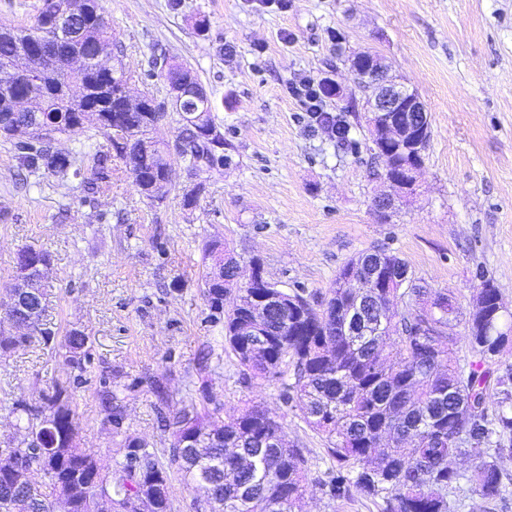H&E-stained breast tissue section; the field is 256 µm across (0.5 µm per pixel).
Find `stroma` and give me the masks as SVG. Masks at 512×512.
Masks as SVG:
<instances>
[{
    "mask_svg": "<svg viewBox=\"0 0 512 512\" xmlns=\"http://www.w3.org/2000/svg\"><path fill=\"white\" fill-rule=\"evenodd\" d=\"M131 74L132 97H163L153 58L193 68L210 95L231 167L189 173L173 159L160 204L137 191L113 158L100 193L51 173L23 179L11 141L0 137V295L12 286L15 253L32 244L52 256L45 317L83 330L93 345L86 383L73 390L81 447L116 472L127 450L104 425L99 376L113 371L128 434L169 445L151 390L165 378L179 407L186 390L221 403L224 417L262 403L302 448V512H382L381 501H334L321 488L336 463L281 397L282 385L244 383L224 350L201 292L208 241L229 244L241 264L260 258L279 288L326 292L359 253L384 250L415 280L454 293L468 310L482 278L512 307V0H104ZM365 49L415 88L431 138L410 197L383 218L374 198L388 187L369 149L361 93L346 60ZM309 78L337 80L341 97L323 110L349 126L347 143L326 133L289 92ZM202 185L185 209V189ZM209 352L210 369L196 361ZM65 369L42 343L0 360V401L37 394Z\"/></svg>",
    "mask_w": 512,
    "mask_h": 512,
    "instance_id": "obj_1",
    "label": "stroma"
}]
</instances>
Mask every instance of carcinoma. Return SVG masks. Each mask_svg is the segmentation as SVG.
Returning <instances> with one entry per match:
<instances>
[{
	"instance_id": "1",
	"label": "carcinoma",
	"mask_w": 512,
	"mask_h": 512,
	"mask_svg": "<svg viewBox=\"0 0 512 512\" xmlns=\"http://www.w3.org/2000/svg\"><path fill=\"white\" fill-rule=\"evenodd\" d=\"M33 24L24 29L0 23V134L9 139L28 132L31 142L17 144L22 169L36 175L45 169L61 178L81 176L84 189L100 192L109 179L112 156L132 164L133 181L152 203H161L169 188L157 187L171 167L169 145L153 133L152 102L133 100L125 94L122 61L105 69L80 68L76 57L104 54L112 60L117 48L112 23L101 0H48ZM77 12L84 21L75 28L66 50L53 64L31 53V47L55 41L53 17ZM189 68L168 63L157 76L176 84ZM87 90L86 98L71 97L72 86ZM214 107L191 97L182 101L179 138L190 144L181 159L190 169L207 162L213 168L224 161L208 153L195 140L186 114H202V126L217 127ZM125 128L112 136V117ZM57 133L71 131L72 122H91L106 141L87 159L56 152L46 137L42 121ZM229 248L220 240L205 245L206 272L202 292L209 308L223 315L225 348L235 357L243 380L282 382L283 400L326 442L327 454L336 460V471L323 483L333 500L352 493L380 499L382 512H450L448 496L467 480L492 509L502 501L503 471L500 462L512 456V366L501 369V355L512 346V315L497 311L498 288L483 281L466 314L464 336L471 358L461 361L448 341L453 337L458 307L447 292L418 286L408 275L407 263L384 251L361 253L339 271L336 286L317 301L296 290L282 298L264 324V347L253 349L246 325L252 297L259 288H244L224 308V282L213 271L224 262ZM17 254L33 262L51 264L50 254L24 245ZM388 270L387 284L373 289L369 308L353 313L344 335L341 318L361 304L353 289L343 287L350 276L371 277L379 265ZM407 274L411 288L397 277ZM45 308L31 301L13 315L27 325L23 334L0 338V346L24 347L40 337L51 355L71 372L69 384L54 383L41 390L39 400L14 396L7 409L21 429L14 449L0 458V512H50V498L65 479L80 473L95 481L94 491L76 505L74 512H101L98 499L112 500L122 512L135 495L151 496L154 512H172L173 473L181 475L196 493L197 512H300L307 476L302 449L290 444L281 424L259 404H251L235 418L218 421L220 407L197 408L195 402L170 409V395L159 379L152 390L162 405L160 422L171 431L166 453L157 455L147 446L125 438L129 452L116 477L102 473L98 459L79 447L76 410L70 385L83 382L93 364L90 338L79 329L66 331L61 342L44 326ZM384 313L387 336H366L368 320ZM105 421L121 431L124 414L112 390V375L101 374ZM499 396L493 408L487 392ZM471 461L467 476L451 466L452 460ZM41 471L40 483L16 484L15 471L28 467Z\"/></svg>"
}]
</instances>
